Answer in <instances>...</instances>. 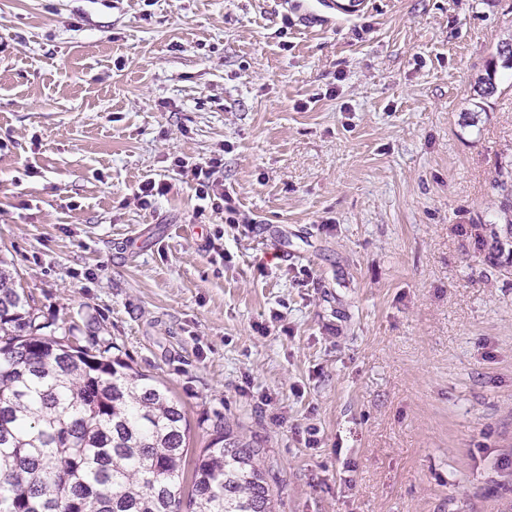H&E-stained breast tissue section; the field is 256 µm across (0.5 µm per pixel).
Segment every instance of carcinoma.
<instances>
[{"label":"carcinoma","mask_w":512,"mask_h":512,"mask_svg":"<svg viewBox=\"0 0 512 512\" xmlns=\"http://www.w3.org/2000/svg\"><path fill=\"white\" fill-rule=\"evenodd\" d=\"M496 68L477 95L497 91ZM497 221L464 228L483 261L512 275V164L494 179ZM32 295L0 259V512H273L261 450L213 423L181 496L187 419L152 376L97 336L44 333Z\"/></svg>","instance_id":"carcinoma-1"}]
</instances>
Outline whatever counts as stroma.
<instances>
[{
	"label": "stroma",
	"instance_id": "obj_1",
	"mask_svg": "<svg viewBox=\"0 0 512 512\" xmlns=\"http://www.w3.org/2000/svg\"><path fill=\"white\" fill-rule=\"evenodd\" d=\"M510 40L512 0H0V257L191 448L220 414L264 449L277 512H512V277L459 233L512 161V69L473 92ZM217 154L236 224L174 170Z\"/></svg>",
	"mask_w": 512,
	"mask_h": 512
}]
</instances>
